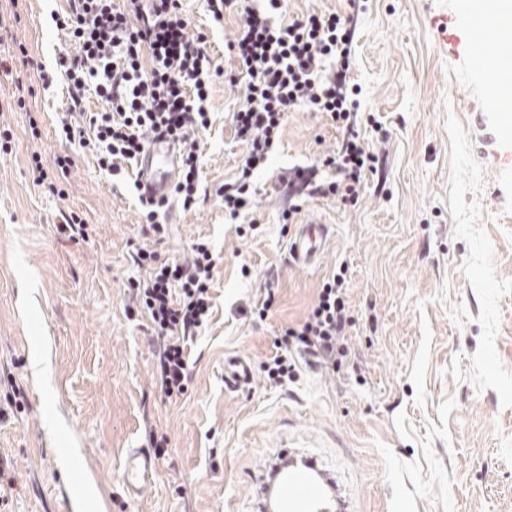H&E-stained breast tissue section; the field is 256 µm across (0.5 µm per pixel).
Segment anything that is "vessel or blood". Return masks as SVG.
<instances>
[{
    "mask_svg": "<svg viewBox=\"0 0 512 512\" xmlns=\"http://www.w3.org/2000/svg\"><path fill=\"white\" fill-rule=\"evenodd\" d=\"M512 25V15L503 11L501 0H484L481 24L469 34L467 58L482 75V96L512 113V88L502 80V70L512 62V50L500 41L501 30ZM180 153L166 137L151 138L138 162V179L158 199L168 198L179 176ZM329 240V227L317 216L302 220L289 242L293 260L311 266L323 256ZM253 379L248 359L232 355L224 360V384L233 389L246 387ZM294 466L277 469L268 462L253 480L254 512H349V503L336 474L309 451L295 449ZM158 470L155 457L146 448H131L123 455L119 483L134 502L153 483Z\"/></svg>",
    "mask_w": 512,
    "mask_h": 512,
    "instance_id": "obj_1",
    "label": "vessel or blood"
}]
</instances>
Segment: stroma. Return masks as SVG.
Here are the masks:
<instances>
[{"label": "stroma", "instance_id": "35a3bbf8", "mask_svg": "<svg viewBox=\"0 0 512 512\" xmlns=\"http://www.w3.org/2000/svg\"><path fill=\"white\" fill-rule=\"evenodd\" d=\"M456 0H288L290 14L354 15L351 78L383 143V170L368 176L356 207L307 203L323 216L328 247L315 265L294 264L275 177L336 148L322 114L289 113L249 216H224L217 198L182 210L170 202L163 257L192 243L217 256L213 314L191 345L189 391L166 400L151 387L156 358L140 321L126 317L130 281L144 279L133 252L144 240L136 166L109 177L61 135L69 99L56 60L65 38L53 22L67 0H0L12 25L1 52L24 45L50 74L0 73V512H251V476L278 448H310L340 471L353 512H512V132L478 95L479 73L447 50L469 26ZM209 37L214 66L238 16L213 21L206 0H181ZM31 89L13 103L16 82ZM235 87L213 79L212 124L197 137L202 184L237 171L244 147L228 119ZM72 160L60 193L37 181ZM86 236L61 237V213ZM250 277H243L242 267ZM346 267L355 324L336 372L298 363L292 382H269L261 365L281 327L301 321L325 278ZM272 315L252 310L267 284ZM241 355L252 385H224V358ZM166 436L159 474L135 503L118 484L125 449ZM75 487L86 502L65 496Z\"/></svg>", "mask_w": 512, "mask_h": 512}]
</instances>
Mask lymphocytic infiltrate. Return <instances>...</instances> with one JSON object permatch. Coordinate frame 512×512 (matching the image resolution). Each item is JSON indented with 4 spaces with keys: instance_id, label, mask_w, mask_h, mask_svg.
I'll use <instances>...</instances> for the list:
<instances>
[{
    "instance_id": "obj_1",
    "label": "lymphocytic infiltrate",
    "mask_w": 512,
    "mask_h": 512,
    "mask_svg": "<svg viewBox=\"0 0 512 512\" xmlns=\"http://www.w3.org/2000/svg\"><path fill=\"white\" fill-rule=\"evenodd\" d=\"M207 8L217 21L228 12L240 18L237 35L227 44L234 65L226 76L241 98L231 123L245 153L238 176L216 191L225 215L235 220L250 210L258 193L253 176L267 164L289 112L301 107L328 115L340 137L335 153L278 174L283 222L291 223L312 199L357 205L367 174L376 172L381 158L357 129L360 90L350 76L352 18L313 11L284 24L279 17L287 11L286 0H207ZM54 22L76 48L74 55L58 58L69 111L85 118L80 128L63 121L66 139L91 152L99 170L114 177L152 136H172L181 148L174 191L183 210L194 208L201 197L195 136L211 125V57L207 36L192 27L180 0H69L66 13ZM89 87L102 101L99 111L82 107ZM138 202L145 241L133 261L148 278L133 283L132 297L149 323L154 383L163 397L176 399L192 378L188 344L212 315L217 260L204 241L193 243L184 256L162 258L158 247L168 236L162 206L143 193ZM345 282L341 272L328 277L305 319L275 336L274 350L262 365L270 381L294 378L293 352L314 369L341 364L355 322Z\"/></svg>"
}]
</instances>
